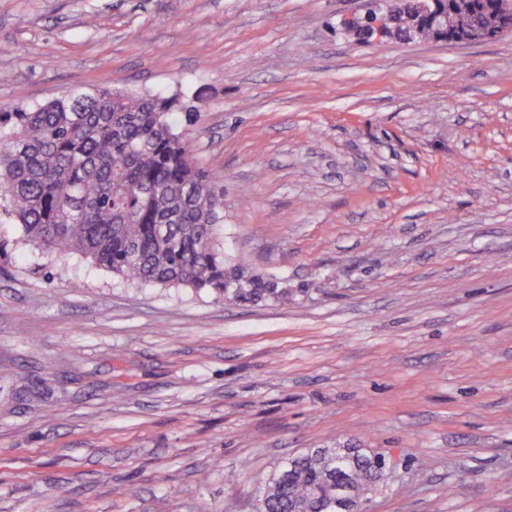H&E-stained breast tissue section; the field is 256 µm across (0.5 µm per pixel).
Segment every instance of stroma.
<instances>
[{"label": "stroma", "mask_w": 512, "mask_h": 512, "mask_svg": "<svg viewBox=\"0 0 512 512\" xmlns=\"http://www.w3.org/2000/svg\"><path fill=\"white\" fill-rule=\"evenodd\" d=\"M370 0H0V112L197 107L226 253L287 304L135 286L0 212V512H254L308 448L371 512H512V31L362 43Z\"/></svg>", "instance_id": "35a3bbf8"}]
</instances>
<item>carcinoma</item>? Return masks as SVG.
<instances>
[{"label": "carcinoma", "instance_id": "cac0c4a2", "mask_svg": "<svg viewBox=\"0 0 512 512\" xmlns=\"http://www.w3.org/2000/svg\"><path fill=\"white\" fill-rule=\"evenodd\" d=\"M471 4L474 18L488 22L504 0ZM175 111L195 124L196 107L175 95L98 86L0 112V210L23 243L53 258L78 255L132 284L288 302V289L224 254L223 176L192 161ZM387 479L364 448H309L270 474L258 510L334 512L336 488L365 496Z\"/></svg>", "mask_w": 512, "mask_h": 512}]
</instances>
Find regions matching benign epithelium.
<instances>
[{"label": "benign epithelium", "mask_w": 512, "mask_h": 512, "mask_svg": "<svg viewBox=\"0 0 512 512\" xmlns=\"http://www.w3.org/2000/svg\"><path fill=\"white\" fill-rule=\"evenodd\" d=\"M467 2L468 0H458L459 6L448 14L437 9L434 0H412L408 9L398 12L387 9L379 13L372 11L362 20L347 18L341 22V26L356 38L372 39L376 42L398 35L404 40L421 38L426 23L440 30L464 26ZM368 503L369 498L357 499L348 490H342L336 496L338 512H370Z\"/></svg>", "instance_id": "benign-epithelium-1"}]
</instances>
